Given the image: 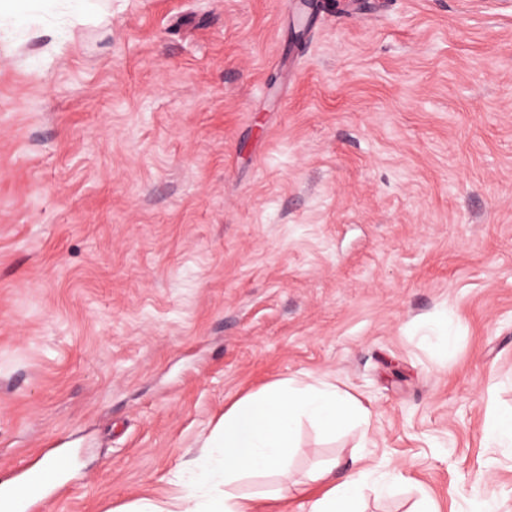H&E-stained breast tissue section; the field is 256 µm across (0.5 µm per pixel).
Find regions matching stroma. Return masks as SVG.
Here are the masks:
<instances>
[{"mask_svg":"<svg viewBox=\"0 0 512 512\" xmlns=\"http://www.w3.org/2000/svg\"><path fill=\"white\" fill-rule=\"evenodd\" d=\"M0 43V481L32 512L168 506L225 409L324 379L368 430L295 480L361 512H512V0H92ZM447 324L452 343L425 334ZM492 441L500 448L512 447V412L502 413L497 416L494 423ZM336 463L310 477L313 482L324 483L329 488L309 504L308 512H350L347 510L360 496L364 486L377 494H385L398 477L395 469L361 467L357 472L336 484ZM43 480L44 474L41 471L27 473L6 490L0 492V508L4 510V512L25 511V504L29 501L31 496L32 485L40 483Z\"/></svg>","mask_w":512,"mask_h":512,"instance_id":"35a3bbf8","label":"stroma"}]
</instances>
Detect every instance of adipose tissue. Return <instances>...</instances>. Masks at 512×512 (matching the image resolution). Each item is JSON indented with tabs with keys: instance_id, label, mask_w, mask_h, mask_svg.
Here are the masks:
<instances>
[{
	"instance_id": "1",
	"label": "adipose tissue",
	"mask_w": 512,
	"mask_h": 512,
	"mask_svg": "<svg viewBox=\"0 0 512 512\" xmlns=\"http://www.w3.org/2000/svg\"><path fill=\"white\" fill-rule=\"evenodd\" d=\"M88 0H0V40L31 35L50 36V52L65 42L59 14L83 18ZM314 422L328 434L351 423L369 426L367 409L352 401L335 384L286 378L249 394L227 409L204 440L206 451L192 462L177 463L172 481L177 488L178 512H252L253 494L241 488L254 474L279 476L273 497L291 493V454L302 420ZM397 473L391 469L362 467L344 480L333 468L314 474L326 492L309 505L308 512H348L363 487L385 494Z\"/></svg>"
}]
</instances>
